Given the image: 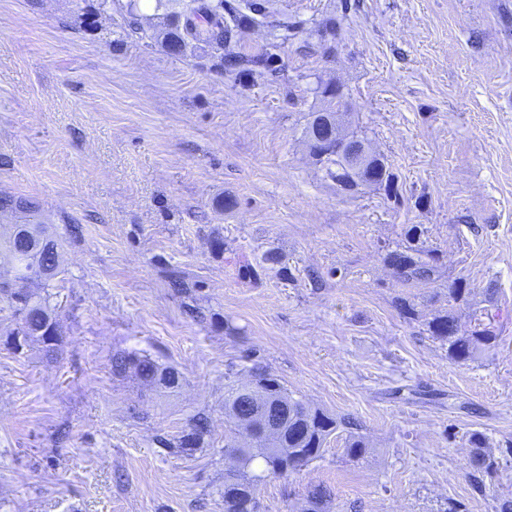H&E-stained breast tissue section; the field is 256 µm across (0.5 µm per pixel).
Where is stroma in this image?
<instances>
[{
  "mask_svg": "<svg viewBox=\"0 0 512 512\" xmlns=\"http://www.w3.org/2000/svg\"><path fill=\"white\" fill-rule=\"evenodd\" d=\"M128 2L90 29L73 0H0V196L28 203L0 211V231L44 224L65 243L55 358L6 349L0 302V512H224V392L256 363L368 443L352 459L330 438L267 478L260 512H301L317 485L329 512H499L512 499V0H267L224 50L276 55V73L248 75L204 45L172 55L150 40L181 0H136L144 40ZM326 83L397 198L337 191L309 156ZM411 224L439 258L432 282L403 284L384 261ZM459 278L499 312L498 346L465 366L427 330L446 312L469 325L448 300ZM129 352L178 370L179 386L113 375ZM197 414L202 446L166 448ZM475 431L500 461L481 493Z\"/></svg>",
  "mask_w": 512,
  "mask_h": 512,
  "instance_id": "35a3bbf8",
  "label": "stroma"
}]
</instances>
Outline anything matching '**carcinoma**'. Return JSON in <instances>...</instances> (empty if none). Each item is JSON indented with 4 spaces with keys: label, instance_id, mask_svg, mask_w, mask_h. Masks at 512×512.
Returning a JSON list of instances; mask_svg holds the SVG:
<instances>
[{
    "label": "carcinoma",
    "instance_id": "cac0c4a2",
    "mask_svg": "<svg viewBox=\"0 0 512 512\" xmlns=\"http://www.w3.org/2000/svg\"><path fill=\"white\" fill-rule=\"evenodd\" d=\"M82 5L78 11L89 26L97 23V18L112 8V0H96L89 3L80 0ZM265 10L264 4L254 0L249 12L245 13L224 0H188L182 10L174 13L168 28L162 32L161 46L168 49L170 43L179 42L182 48L193 46L200 42L209 44L219 50L241 30L255 22L253 13ZM276 57L265 54L258 57L240 60V65L251 69L261 68L274 71ZM43 241L40 251L31 254L29 246H24L16 240L0 236V254L11 253L21 259H35L39 265L53 267L60 257L59 243L46 233V228H40ZM424 230L417 225L409 227L405 232L410 245L402 250H394L386 254L385 262L395 275L403 282H428L434 280L438 273L435 265L436 258L431 250H424L416 245ZM472 288L464 279H459L448 288V297L456 303H468ZM12 297L24 299L25 306L21 308V318L16 327L9 333L5 345L13 352H19L34 342L43 346L45 352L52 355L58 349L62 339L61 327L55 307L51 306L52 293L49 285L35 284L22 281L18 291ZM489 323H484V320ZM494 316L490 311L484 312V318L474 319V324L464 329L452 313L436 316L429 322L431 336L448 346V358L458 364L466 365L494 347L497 336L490 321ZM146 384L161 381L164 374H169L171 386L179 385L180 375L177 372H163L150 357L133 353L117 354L112 357V374L122 376L127 372ZM274 388L278 398L288 401V430L280 437L274 438L265 433L259 423H254L249 429L242 431L234 426L236 434L255 444L253 448H238L231 446L230 454L237 456L238 464L224 476V509L225 512H258L257 489L258 479L270 476H288L310 461L318 458L327 444V440L340 428L349 429L345 441V454L350 458H359L366 451L363 438L353 431L354 422L350 418H339L321 409H310L299 401L288 398L285 387L279 379L264 372V383L256 385L251 391L256 398H263L268 388ZM208 432L207 419L197 415L193 417L189 431L179 441L181 448H197L203 442ZM471 454L468 467L472 470L474 489L483 491L481 476L492 475L499 462L494 455L486 450L485 437L480 432H474L469 438ZM327 492L321 488L309 491L307 512H326Z\"/></svg>",
    "mask_w": 512,
    "mask_h": 512
}]
</instances>
